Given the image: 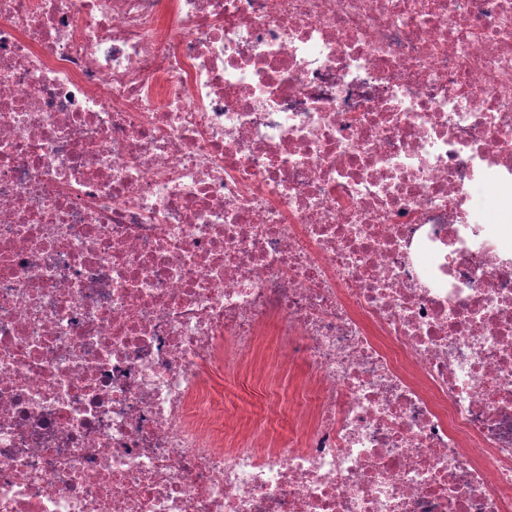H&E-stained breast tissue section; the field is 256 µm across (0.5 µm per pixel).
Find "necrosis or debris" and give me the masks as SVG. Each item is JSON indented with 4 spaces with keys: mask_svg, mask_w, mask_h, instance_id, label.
I'll return each mask as SVG.
<instances>
[{
    "mask_svg": "<svg viewBox=\"0 0 512 512\" xmlns=\"http://www.w3.org/2000/svg\"><path fill=\"white\" fill-rule=\"evenodd\" d=\"M511 234L512 0H0V512H512ZM303 371V366L299 363H295L291 369L287 367H281L275 358V355L270 352L268 361L263 368L254 369L255 375H260L263 380L269 384H273L275 388L279 387L285 390L288 394V401L291 398V390L296 387V381L298 375Z\"/></svg>",
    "mask_w": 512,
    "mask_h": 512,
    "instance_id": "4bbe7bcc",
    "label": "necrosis or debris"
}]
</instances>
